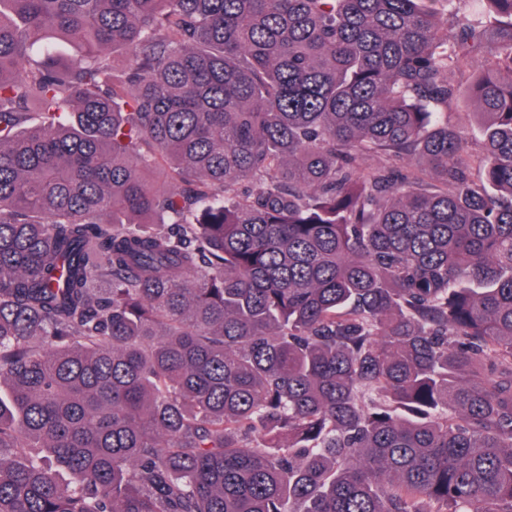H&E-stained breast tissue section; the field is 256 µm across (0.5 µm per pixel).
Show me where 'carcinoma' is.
Listing matches in <instances>:
<instances>
[{
  "instance_id": "obj_1",
  "label": "carcinoma",
  "mask_w": 512,
  "mask_h": 512,
  "mask_svg": "<svg viewBox=\"0 0 512 512\" xmlns=\"http://www.w3.org/2000/svg\"><path fill=\"white\" fill-rule=\"evenodd\" d=\"M486 2L0 0V512H512ZM473 112H478L473 102H468L461 98L457 104L448 107V126L455 127L458 130L470 134L473 148L479 150L481 139L472 134L478 120V117L474 115Z\"/></svg>"
}]
</instances>
